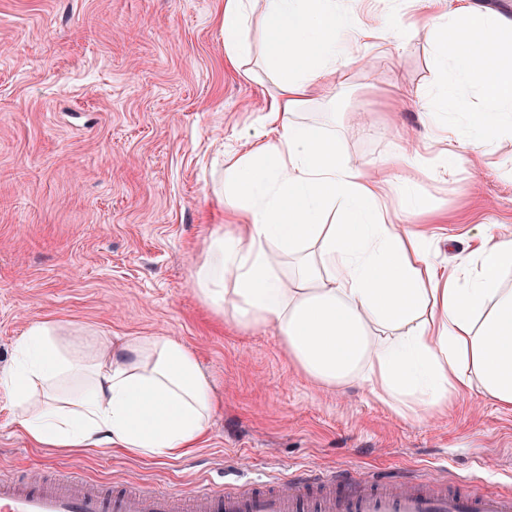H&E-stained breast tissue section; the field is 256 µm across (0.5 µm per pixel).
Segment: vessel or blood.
Masks as SVG:
<instances>
[{"mask_svg":"<svg viewBox=\"0 0 512 512\" xmlns=\"http://www.w3.org/2000/svg\"><path fill=\"white\" fill-rule=\"evenodd\" d=\"M0 512H512V491L471 479L387 481L355 467L239 487L198 476L187 489H111L78 476L0 474Z\"/></svg>","mask_w":512,"mask_h":512,"instance_id":"1","label":"vessel or blood"}]
</instances>
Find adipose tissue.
I'll return each mask as SVG.
<instances>
[{
  "label": "adipose tissue",
  "mask_w": 512,
  "mask_h": 512,
  "mask_svg": "<svg viewBox=\"0 0 512 512\" xmlns=\"http://www.w3.org/2000/svg\"><path fill=\"white\" fill-rule=\"evenodd\" d=\"M253 0H224V48L248 53ZM438 35L433 109L448 115L458 149L433 168L476 171L512 138V27L493 15H456L421 0ZM264 68L276 92L262 135L224 157L232 233H212L197 291L242 329L277 331L298 369L319 387L354 380L395 408L432 413L479 387L512 408V232L485 225L478 248L440 270L428 229L406 225L419 208L407 167L413 139L398 134L390 164L344 161L335 139L299 118L331 91L339 65L365 66L374 41L401 38L338 12L336 0H263ZM474 100L461 94L462 87ZM342 221L327 223L331 211ZM1 382L16 420L53 448L117 449L180 457L209 429L212 385L197 357L170 336L100 341L70 352L54 323H33Z\"/></svg>",
  "instance_id": "obj_1"
}]
</instances>
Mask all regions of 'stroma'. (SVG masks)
I'll use <instances>...</instances> for the list:
<instances>
[{
  "mask_svg": "<svg viewBox=\"0 0 512 512\" xmlns=\"http://www.w3.org/2000/svg\"><path fill=\"white\" fill-rule=\"evenodd\" d=\"M380 26L410 22L411 0H340ZM243 69L224 54L222 0H0V374L33 323L70 339L162 334L184 343L215 384L207 435L180 458L34 444L0 385V471L67 472L105 483L231 482L283 469L355 466L406 481L487 479L512 490V409L473 391L430 420L401 414L361 382L318 387L272 329H239L200 299L194 276L224 224V153L259 135L275 87L261 68L263 9L253 4ZM435 36L344 65L305 118L350 163L379 165L396 131L433 137ZM366 116L357 128L353 113ZM512 139L476 176L415 167L413 224L432 230L440 267L512 228Z\"/></svg>",
  "mask_w": 512,
  "mask_h": 512,
  "instance_id": "obj_1",
  "label": "stroma"
}]
</instances>
